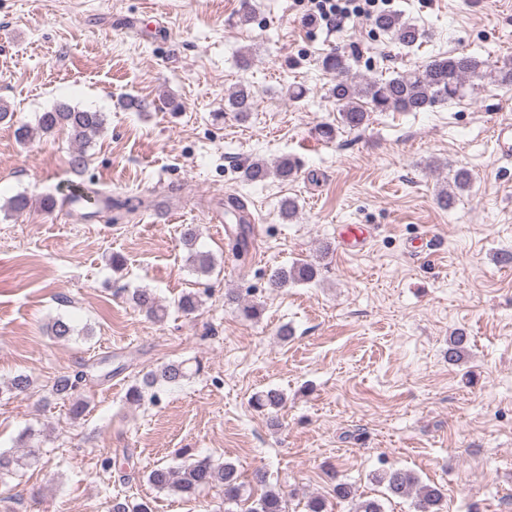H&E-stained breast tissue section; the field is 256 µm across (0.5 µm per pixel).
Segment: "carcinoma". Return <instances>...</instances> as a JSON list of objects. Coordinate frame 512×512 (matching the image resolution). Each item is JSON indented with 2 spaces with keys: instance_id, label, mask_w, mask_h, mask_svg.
Returning a JSON list of instances; mask_svg holds the SVG:
<instances>
[{
  "instance_id": "carcinoma-1",
  "label": "carcinoma",
  "mask_w": 512,
  "mask_h": 512,
  "mask_svg": "<svg viewBox=\"0 0 512 512\" xmlns=\"http://www.w3.org/2000/svg\"><path fill=\"white\" fill-rule=\"evenodd\" d=\"M374 26L379 31L391 35L399 44L413 47L427 37L425 30L417 25L402 20L395 13H383L374 19ZM322 66L336 75V83L331 88L332 97L341 105V124L349 128H358L367 120L368 112H421L436 104H443L461 97L466 86L473 85L476 80L486 76L493 77L502 88L512 90V60L506 59L501 64L488 68V64L471 55L438 56L428 64L399 73L390 78H363L351 75L349 59L342 54L332 52L324 56ZM226 104L230 111L240 118L247 117L253 110L254 100L250 92L241 87L228 96ZM106 118L104 113L72 106L66 102L58 103L52 110L42 113L37 126H21L17 129L19 140L26 142L34 134H50L58 128L69 131L71 139L81 145L69 160L70 168L80 173L86 169L87 156L82 146L89 144L104 129ZM243 178L248 182H263L270 176L286 181L295 175V164L283 157L270 166L257 159L247 164L242 171ZM471 185V174L466 169H459L453 177V184L441 188L437 194V203L447 209L452 207L458 195L467 191ZM189 261L195 271L201 275H210L216 266L212 254L194 251ZM319 274L317 265L307 259L294 262L289 267L274 271L271 283L277 288H286L295 283H310ZM227 301L240 304V312L248 320L260 316V308L255 303H240V296L235 291L225 295ZM136 308L147 316L160 320L166 309L148 288H139L131 295ZM51 336L59 340H67L77 332L76 326L67 318L57 317L47 325ZM468 337L460 332L448 339V363L459 362L466 352ZM201 365L191 370L184 363L164 364L135 381L127 391V400L133 404L141 403L145 393L162 385L177 384L188 378L191 373H199ZM83 375H61L51 387L52 395L69 401V413L72 418H80L88 407V401L79 394ZM31 379L19 374L7 383L0 385V398L13 397L26 393L31 389ZM284 403L282 394L277 390H268L253 399V407L258 411H270L280 408ZM34 433L24 431L17 443L26 449L21 455L8 452L0 453V482L31 464L36 460L39 449L32 445ZM151 484L161 490H168L182 496L191 497L202 488L221 486L224 497L235 501L239 497L241 483L236 467L230 462L215 464L207 457L197 459L181 466H157L148 475ZM374 480L384 486L385 498H413L415 512H444L445 496L436 486L424 484L415 472L408 469H387L375 473ZM336 498L351 503L352 512H384L383 504L378 499H363L357 496L352 485L339 482L334 486ZM287 499L285 493L276 487L267 488L254 502L249 512H286ZM111 512H152L149 502L131 503L127 500L112 501Z\"/></svg>"
}]
</instances>
